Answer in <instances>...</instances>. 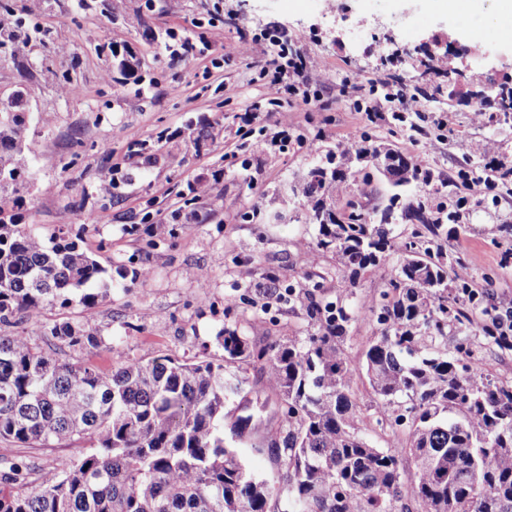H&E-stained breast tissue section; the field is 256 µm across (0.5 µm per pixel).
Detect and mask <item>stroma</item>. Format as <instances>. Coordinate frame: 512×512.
I'll return each instance as SVG.
<instances>
[{
  "mask_svg": "<svg viewBox=\"0 0 512 512\" xmlns=\"http://www.w3.org/2000/svg\"><path fill=\"white\" fill-rule=\"evenodd\" d=\"M335 2L331 10H310L304 0H106L103 10L84 11L78 0H14L18 12L40 14L52 42L67 47L63 55L34 51L21 66L0 59V92L27 86L52 116L49 128L28 134L33 179L25 198L38 230L80 234L106 268L152 270L145 281L113 277L111 297L95 310L29 312L20 334L40 345L55 324L87 321L98 328L103 350L69 349L65 356L102 370L150 357L218 359L224 351L217 335L227 325L259 348L307 336L305 311L278 297L295 286L325 301L348 296L355 318L346 351L361 357L381 332L370 308L389 281L373 270L349 284L335 257L316 253L317 228L305 199L282 191L358 129L431 172L429 184H413V195L429 209L458 211L466 226L444 239L446 252L470 263L475 283L490 285L494 298L512 297V235L499 230L512 224V184L457 204L466 194L461 170L480 174L492 161L512 159V110H496L481 125L470 121L486 90L512 80V27L501 26L493 0H485L488 41L476 63L458 20L430 0ZM216 3L223 9V45L193 61L172 57L170 34L200 42L201 22ZM269 26L298 36V52L321 80L315 102L271 89L258 59L244 53L245 40ZM88 30L95 41L82 39ZM108 45L126 51L133 78L113 69ZM435 57L461 68L456 96L448 94L447 74L425 69ZM358 71L381 80L376 97L383 111H394L400 94L411 92L422 101L420 114L404 123L368 122L357 92L346 86ZM66 78L79 94H60ZM246 112L287 113L293 121L287 151H257L256 134L240 128ZM438 115L448 119V139L436 152H421L417 143L434 133ZM202 127L210 135L194 143L189 131ZM133 130L140 135L136 146L128 137ZM480 142L491 143L493 154L476 152ZM108 168L118 182L105 195L98 184ZM198 177L209 180L223 206L214 211L197 203V222L178 223ZM446 333L452 341L465 337L489 375L512 383L511 347L489 344L471 326L452 323Z\"/></svg>",
  "mask_w": 512,
  "mask_h": 512,
  "instance_id": "35a3bbf8",
  "label": "stroma"
}]
</instances>
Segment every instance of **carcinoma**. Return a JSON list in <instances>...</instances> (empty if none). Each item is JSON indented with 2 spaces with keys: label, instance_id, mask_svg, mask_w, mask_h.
<instances>
[{
  "label": "carcinoma",
  "instance_id": "1",
  "mask_svg": "<svg viewBox=\"0 0 512 512\" xmlns=\"http://www.w3.org/2000/svg\"><path fill=\"white\" fill-rule=\"evenodd\" d=\"M0 15L13 20L12 35L0 38L13 62L47 45L49 31L16 15L11 0H0ZM28 131L0 123V440L81 448L39 473L24 460L8 462L0 512H512V384L485 374L461 344L448 353V321L467 319L448 302V288L461 293L466 284L452 277L454 264L439 243L455 213L393 196L378 220L359 213L318 225L315 251L334 255L352 286L388 251L401 252L377 306L383 329L357 361L345 349L346 304L310 296L302 308L312 332L302 340L256 348L226 325L218 335L222 363L156 357L104 371L62 356L65 347H101L87 323L55 325V343L46 347L15 331L23 312L94 310L112 291V271L78 242L21 224L30 171L10 162ZM366 149H330L324 159L347 169ZM347 183L307 175L292 191L316 216L338 203ZM394 210L417 214L412 240H396ZM237 360L260 364L262 386L252 393L283 405L277 427L264 434L240 413L250 402L246 379L224 369ZM362 372L377 423L407 431V447L377 446L364 435L354 391ZM237 398L239 406L226 410ZM226 428L273 459L283 470L278 485L248 468ZM408 457L416 467L410 489L403 483Z\"/></svg>",
  "mask_w": 512,
  "mask_h": 512
}]
</instances>
